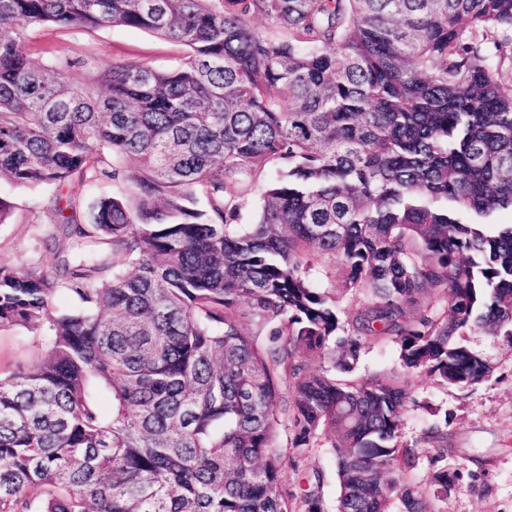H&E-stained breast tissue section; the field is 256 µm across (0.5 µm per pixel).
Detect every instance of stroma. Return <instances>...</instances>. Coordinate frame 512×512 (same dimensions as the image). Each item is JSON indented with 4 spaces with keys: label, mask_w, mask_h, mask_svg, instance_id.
Listing matches in <instances>:
<instances>
[{
    "label": "stroma",
    "mask_w": 512,
    "mask_h": 512,
    "mask_svg": "<svg viewBox=\"0 0 512 512\" xmlns=\"http://www.w3.org/2000/svg\"><path fill=\"white\" fill-rule=\"evenodd\" d=\"M25 47L38 65L55 55L82 59L94 65L114 60L149 63L160 70L178 67L186 49L150 32L105 27L92 30L34 28ZM48 189H19L0 180V197L15 205L10 223L0 224V264L30 266L46 254L57 226ZM478 355L490 368L487 378L467 388L438 384L423 370L406 373L412 399L403 412L402 440L419 451L415 482L430 488L433 476L448 471L456 477L439 512H512V338L465 330L455 339ZM46 332L21 327L0 330V373L9 374L44 355ZM396 345L388 341L365 342L357 375L401 372ZM447 435V451L439 453L427 435L432 427ZM322 477L325 512H335L337 483L333 452L325 438L307 450L299 471H287L283 484L298 491L304 476Z\"/></svg>",
    "instance_id": "obj_1"
}]
</instances>
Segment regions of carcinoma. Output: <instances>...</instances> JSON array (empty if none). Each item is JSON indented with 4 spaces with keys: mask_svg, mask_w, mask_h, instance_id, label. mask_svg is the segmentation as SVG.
<instances>
[{
    "mask_svg": "<svg viewBox=\"0 0 512 512\" xmlns=\"http://www.w3.org/2000/svg\"><path fill=\"white\" fill-rule=\"evenodd\" d=\"M33 27L188 55L76 81L30 61ZM509 46L512 0H0V177L53 190L75 249L0 264V328L51 338L0 377V512H325L319 473L282 484L320 434L336 512H436L453 478L414 483L403 377L352 372L373 339L447 386L490 373L452 338L512 327V224L488 229L512 210ZM87 179L129 195L82 224L63 189ZM430 292L443 316L410 319Z\"/></svg>",
    "mask_w": 512,
    "mask_h": 512,
    "instance_id": "cac0c4a2",
    "label": "carcinoma"
}]
</instances>
